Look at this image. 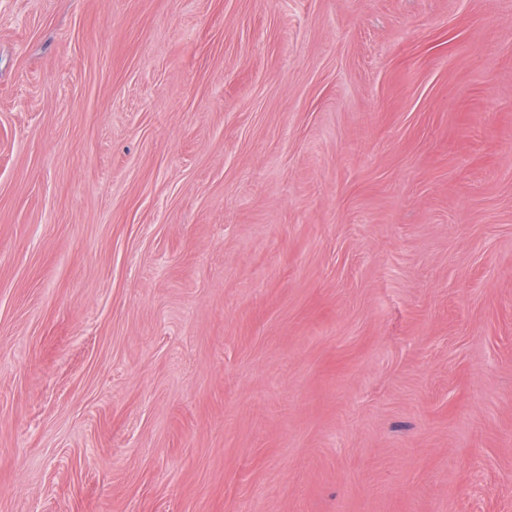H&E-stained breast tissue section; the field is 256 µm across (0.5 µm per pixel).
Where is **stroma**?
Returning a JSON list of instances; mask_svg holds the SVG:
<instances>
[{"label": "stroma", "mask_w": 512, "mask_h": 512, "mask_svg": "<svg viewBox=\"0 0 512 512\" xmlns=\"http://www.w3.org/2000/svg\"><path fill=\"white\" fill-rule=\"evenodd\" d=\"M0 512H512V0H0Z\"/></svg>", "instance_id": "stroma-1"}]
</instances>
